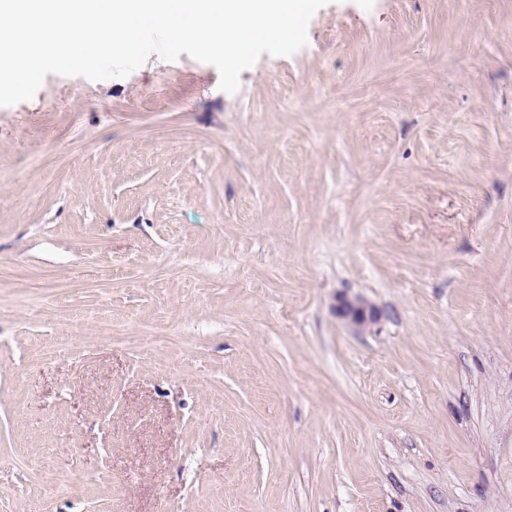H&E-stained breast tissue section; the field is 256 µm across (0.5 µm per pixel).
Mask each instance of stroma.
I'll return each instance as SVG.
<instances>
[{
  "instance_id": "obj_1",
  "label": "stroma",
  "mask_w": 512,
  "mask_h": 512,
  "mask_svg": "<svg viewBox=\"0 0 512 512\" xmlns=\"http://www.w3.org/2000/svg\"><path fill=\"white\" fill-rule=\"evenodd\" d=\"M240 79L0 107V512H512V0H331ZM336 312L361 333L370 332L384 317L382 309L361 297L346 294L338 298Z\"/></svg>"
}]
</instances>
